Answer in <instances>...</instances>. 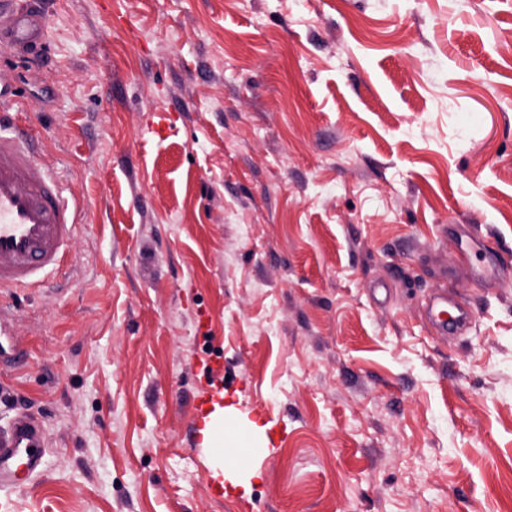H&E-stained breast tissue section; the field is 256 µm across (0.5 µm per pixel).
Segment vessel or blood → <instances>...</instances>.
Returning <instances> with one entry per match:
<instances>
[{
  "instance_id": "1",
  "label": "vessel or blood",
  "mask_w": 512,
  "mask_h": 512,
  "mask_svg": "<svg viewBox=\"0 0 512 512\" xmlns=\"http://www.w3.org/2000/svg\"><path fill=\"white\" fill-rule=\"evenodd\" d=\"M44 25L26 0H0V38L38 44ZM77 205L58 190L21 132L0 114V291L35 288L66 260ZM44 434L29 419L0 434V488L19 486L41 464Z\"/></svg>"
}]
</instances>
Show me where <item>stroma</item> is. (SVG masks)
I'll use <instances>...</instances> for the list:
<instances>
[{"label": "stroma", "mask_w": 512, "mask_h": 512, "mask_svg": "<svg viewBox=\"0 0 512 512\" xmlns=\"http://www.w3.org/2000/svg\"><path fill=\"white\" fill-rule=\"evenodd\" d=\"M40 8L0 86L78 216L0 298V431L45 442L0 512H512V0ZM219 397L270 426L246 498ZM429 317L430 320L436 323L443 332L448 331L449 334H453L454 329L466 319L463 313L456 314L452 311H448L443 308H436L434 306L429 310ZM232 407L221 406L219 403L213 405V410L203 419V434L205 448H217L219 452L218 459L213 467V477L215 479L221 478V485L224 486L225 477L227 474H232V471H226L233 467V463L225 456L223 449L231 447H252V446H238L244 443L240 442L236 431L231 430L226 421H229L230 411ZM225 488V486H224Z\"/></svg>", "instance_id": "obj_1"}]
</instances>
